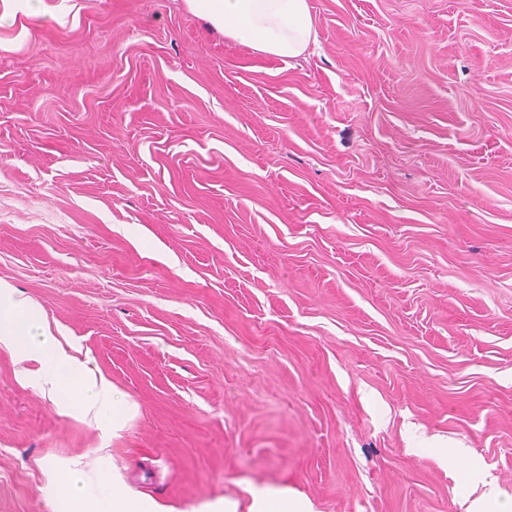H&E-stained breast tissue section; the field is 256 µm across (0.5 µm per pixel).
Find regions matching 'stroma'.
Segmentation results:
<instances>
[{
    "instance_id": "stroma-1",
    "label": "stroma",
    "mask_w": 512,
    "mask_h": 512,
    "mask_svg": "<svg viewBox=\"0 0 512 512\" xmlns=\"http://www.w3.org/2000/svg\"><path fill=\"white\" fill-rule=\"evenodd\" d=\"M309 4L286 62L183 0H0V279L134 407L0 348V512H58L53 468L158 512L512 498V0ZM274 509V510H273ZM310 512L303 501L288 493H281L276 498L255 495L249 507V512Z\"/></svg>"
}]
</instances>
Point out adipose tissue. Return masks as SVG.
I'll list each match as a JSON object with an SVG mask.
<instances>
[{"label":"adipose tissue","mask_w":512,"mask_h":512,"mask_svg":"<svg viewBox=\"0 0 512 512\" xmlns=\"http://www.w3.org/2000/svg\"><path fill=\"white\" fill-rule=\"evenodd\" d=\"M188 9L225 38L280 59H295L317 43L309 0H185ZM20 365L37 367V381L56 409L84 417L109 406L120 424L130 405L111 381L66 349L41 305L0 280V348ZM51 483L77 512H156L150 501L128 497L102 480L51 471Z\"/></svg>","instance_id":"obj_1"}]
</instances>
